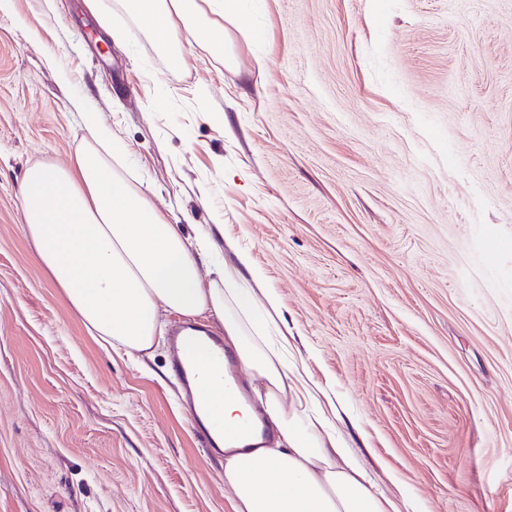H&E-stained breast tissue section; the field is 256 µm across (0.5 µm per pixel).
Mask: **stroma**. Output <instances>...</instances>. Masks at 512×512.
<instances>
[{
	"label": "stroma",
	"mask_w": 512,
	"mask_h": 512,
	"mask_svg": "<svg viewBox=\"0 0 512 512\" xmlns=\"http://www.w3.org/2000/svg\"><path fill=\"white\" fill-rule=\"evenodd\" d=\"M83 0L0 14V512H233L170 371L110 348L22 224L99 113L188 240L248 253L400 512H512V0H241L170 71Z\"/></svg>",
	"instance_id": "35a3bbf8"
}]
</instances>
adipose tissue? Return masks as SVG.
Instances as JSON below:
<instances>
[{"instance_id": "ef3b65f1", "label": "adipose tissue", "mask_w": 512, "mask_h": 512, "mask_svg": "<svg viewBox=\"0 0 512 512\" xmlns=\"http://www.w3.org/2000/svg\"><path fill=\"white\" fill-rule=\"evenodd\" d=\"M143 22L171 69L184 63L181 34H205L223 53L228 40L221 22L238 0H118ZM81 120L94 143L78 151L73 168L30 167L21 188L23 233L55 287L60 288L97 341L126 352H146L157 343L160 311L185 316L216 315L224 347L249 378L261 379L256 405L240 386L216 378L194 384L196 409L224 446V483L234 512H400L351 461L347 443L328 430L317 408L322 386L306 368L290 362L287 335L268 336L266 309L274 293L256 296L263 275L248 254L203 280L193 258L213 247L209 233L187 242L166 222L147 193L111 164L125 152L98 113Z\"/></svg>"}]
</instances>
